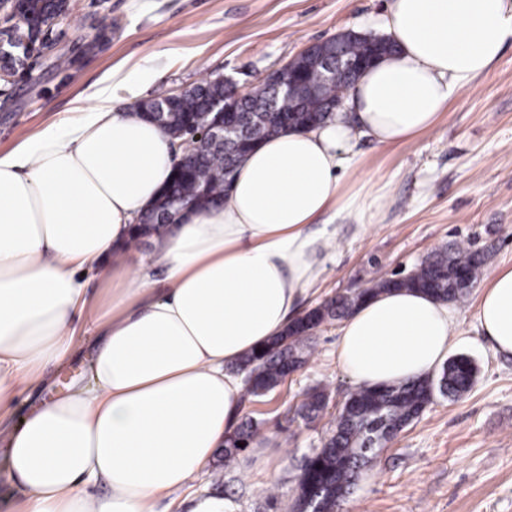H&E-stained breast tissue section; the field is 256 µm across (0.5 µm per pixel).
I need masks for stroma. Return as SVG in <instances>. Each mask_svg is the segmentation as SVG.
I'll list each match as a JSON object with an SVG mask.
<instances>
[{"mask_svg": "<svg viewBox=\"0 0 512 512\" xmlns=\"http://www.w3.org/2000/svg\"><path fill=\"white\" fill-rule=\"evenodd\" d=\"M389 0H72L55 26V45L33 63L31 78H0V153L64 118L77 94L133 68L145 78L137 95L116 89L128 111L195 87L208 76L245 89L292 60L307 45L355 30L385 34ZM66 59L57 67V59ZM358 164L342 191L384 189L382 213L358 228L338 216L334 263L299 311L369 282L404 276L433 249L458 242L489 253L482 275L512 267V39L484 75L455 93L436 127L392 146L359 139ZM479 292L458 304L451 354L478 366L459 399L435 397L419 418L379 451L343 512H512V356L494 353L476 328ZM338 323L313 336L308 364L264 396L245 400L240 422L257 421L273 436L268 471L210 466L159 512H193L209 499L226 512H294L305 455L321 447L353 384L336 367ZM315 386L329 395L326 412L305 422L294 412Z\"/></svg>", "mask_w": 512, "mask_h": 512, "instance_id": "obj_1", "label": "stroma"}]
</instances>
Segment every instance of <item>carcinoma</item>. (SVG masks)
Returning <instances> with one entry per match:
<instances>
[{"mask_svg": "<svg viewBox=\"0 0 512 512\" xmlns=\"http://www.w3.org/2000/svg\"><path fill=\"white\" fill-rule=\"evenodd\" d=\"M337 40L351 59L381 57L392 52L391 42L383 37L340 34ZM304 70L306 82L316 87L317 93L310 94L298 86L290 95L278 96L274 87L263 81L236 102L237 129L224 140V145L215 146L205 137L199 139L198 156L183 167H174L169 185L151 208L158 220L137 225L136 240L159 229L165 223L161 214L176 200L203 207L223 197L234 172L261 140L286 129L313 127L334 115L336 101L344 96L346 86L323 82L320 65L306 64ZM223 96L220 78L209 77L195 86L191 94L170 101L163 114L166 133L172 136L187 132L208 104ZM485 260L480 251L450 243L432 250L404 277L382 278L370 287L357 288L309 309L261 351L244 358L239 369L246 373L245 394L263 396L304 366L313 354L312 335L321 326L343 319L367 295L391 288H419L439 300L461 303L469 289L458 286L457 269L469 271L475 282ZM476 374L474 361L457 355L435 377L353 390L350 404L342 407L336 419L335 430L322 448L306 458L297 481L298 512H303L312 501L319 512H336V505L346 499L361 470L373 463L384 442L417 419L435 393L450 398L467 393ZM328 400L325 388L314 387L305 394L297 414L312 421L323 413ZM258 432V424L249 421L228 435L224 440V469L233 467L240 452L255 441Z\"/></svg>", "mask_w": 512, "mask_h": 512, "instance_id": "cac0c4a2", "label": "carcinoma"}]
</instances>
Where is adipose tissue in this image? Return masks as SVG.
Listing matches in <instances>:
<instances>
[{
	"instance_id": "obj_1",
	"label": "adipose tissue",
	"mask_w": 512,
	"mask_h": 512,
	"mask_svg": "<svg viewBox=\"0 0 512 512\" xmlns=\"http://www.w3.org/2000/svg\"><path fill=\"white\" fill-rule=\"evenodd\" d=\"M386 27L396 53L360 77L343 112L263 140L220 203L164 225L133 264L124 252L174 147L156 124L117 111L111 80L0 154V412L73 352L85 313L99 332L88 380L0 439L25 493L19 512H156L210 465L243 408L235 365L280 335L327 270L336 228L325 216L382 208L381 190H340L355 142L396 145L433 128L499 59L512 8L391 0ZM476 322L495 353L512 355V268L489 276ZM458 326L449 303L384 292L342 320L336 364L362 388L424 378ZM98 484L105 494L92 493Z\"/></svg>"
}]
</instances>
